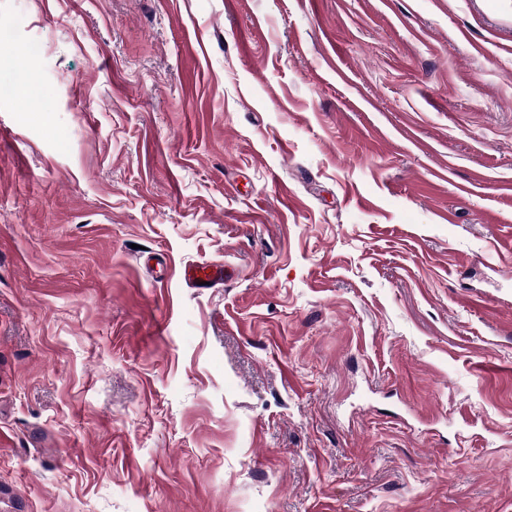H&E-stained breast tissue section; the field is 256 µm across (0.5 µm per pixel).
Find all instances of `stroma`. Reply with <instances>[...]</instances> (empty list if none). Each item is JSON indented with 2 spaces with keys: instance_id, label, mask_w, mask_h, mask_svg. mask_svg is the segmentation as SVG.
<instances>
[{
  "instance_id": "35a3bbf8",
  "label": "stroma",
  "mask_w": 512,
  "mask_h": 512,
  "mask_svg": "<svg viewBox=\"0 0 512 512\" xmlns=\"http://www.w3.org/2000/svg\"><path fill=\"white\" fill-rule=\"evenodd\" d=\"M5 25L0 512H512V0ZM227 270H219L214 265L196 264L185 267L183 277L188 279L196 288H210L218 279L227 277Z\"/></svg>"
}]
</instances>
